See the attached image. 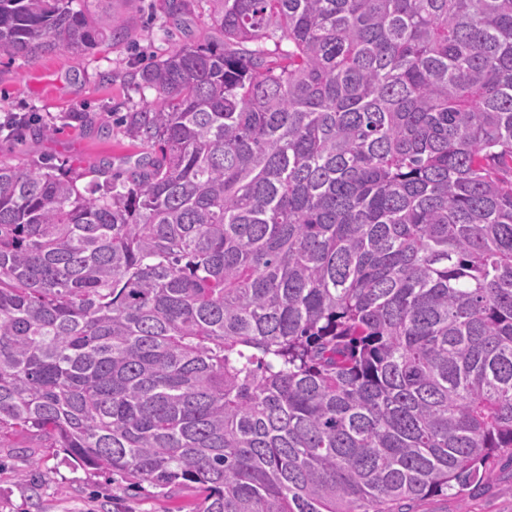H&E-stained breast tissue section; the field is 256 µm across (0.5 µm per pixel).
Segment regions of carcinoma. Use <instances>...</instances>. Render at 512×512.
I'll return each mask as SVG.
<instances>
[{"instance_id":"carcinoma-1","label":"carcinoma","mask_w":512,"mask_h":512,"mask_svg":"<svg viewBox=\"0 0 512 512\" xmlns=\"http://www.w3.org/2000/svg\"><path fill=\"white\" fill-rule=\"evenodd\" d=\"M214 2L125 180L0 161V440L202 512L462 494L512 454V0ZM71 4L0 50L95 48Z\"/></svg>"}]
</instances>
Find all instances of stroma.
Returning <instances> with one entry per match:
<instances>
[{"label":"stroma","mask_w":512,"mask_h":512,"mask_svg":"<svg viewBox=\"0 0 512 512\" xmlns=\"http://www.w3.org/2000/svg\"><path fill=\"white\" fill-rule=\"evenodd\" d=\"M72 6L90 9L103 29L123 21L129 35L104 39L83 55L58 49L26 60L0 50V119L21 112L51 130L45 137L36 128L1 131L0 160L65 171L107 161L113 175L122 176L151 151L130 135L126 121L155 98L154 90L141 87L140 71L175 47L214 37L212 2L193 0L180 21L169 18L166 0H73ZM74 112L95 121L79 126L69 119ZM205 496L195 483L162 488L94 473L26 433L0 444V512H201ZM409 510L512 512V455L498 456L492 479L462 496H430Z\"/></svg>","instance_id":"obj_1"}]
</instances>
